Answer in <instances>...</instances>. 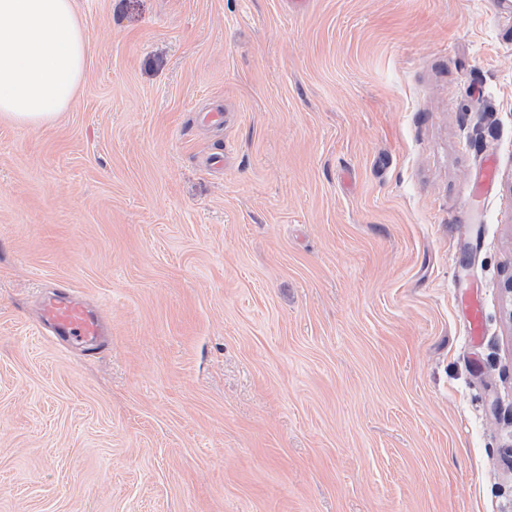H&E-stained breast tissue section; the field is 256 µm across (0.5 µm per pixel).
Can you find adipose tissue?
Returning a JSON list of instances; mask_svg holds the SVG:
<instances>
[{
	"label": "adipose tissue",
	"instance_id": "ef3b65f1",
	"mask_svg": "<svg viewBox=\"0 0 512 512\" xmlns=\"http://www.w3.org/2000/svg\"><path fill=\"white\" fill-rule=\"evenodd\" d=\"M89 54L76 0H0V118L54 123L73 108Z\"/></svg>",
	"mask_w": 512,
	"mask_h": 512
}]
</instances>
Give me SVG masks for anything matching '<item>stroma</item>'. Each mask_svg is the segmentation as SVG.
<instances>
[{
    "instance_id": "35a3bbf8",
    "label": "stroma",
    "mask_w": 512,
    "mask_h": 512,
    "mask_svg": "<svg viewBox=\"0 0 512 512\" xmlns=\"http://www.w3.org/2000/svg\"><path fill=\"white\" fill-rule=\"evenodd\" d=\"M77 7L0 119V512H512V0ZM89 54L76 0H0V118L54 123L73 108ZM496 168V151L493 148L486 150L478 179L471 186V193L480 198L488 197L494 189ZM42 318L57 336L71 345L89 347L103 335L100 317L72 295H49L42 303Z\"/></svg>"
}]
</instances>
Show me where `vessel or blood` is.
Listing matches in <instances>:
<instances>
[{
  "mask_svg": "<svg viewBox=\"0 0 512 512\" xmlns=\"http://www.w3.org/2000/svg\"><path fill=\"white\" fill-rule=\"evenodd\" d=\"M495 168L496 152L486 150L479 177L471 186L474 196L485 198L492 193ZM42 318L54 336L75 346H92L103 334L98 314L69 294L47 296L42 303Z\"/></svg>",
  "mask_w": 512,
  "mask_h": 512,
  "instance_id": "b4317fda",
  "label": "vessel or blood"
}]
</instances>
